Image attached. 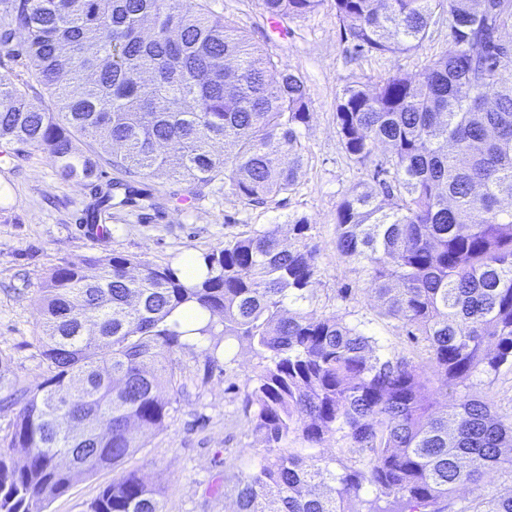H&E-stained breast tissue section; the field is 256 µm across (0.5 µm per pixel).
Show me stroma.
Listing matches in <instances>:
<instances>
[{"label": "stroma", "mask_w": 512, "mask_h": 512, "mask_svg": "<svg viewBox=\"0 0 512 512\" xmlns=\"http://www.w3.org/2000/svg\"><path fill=\"white\" fill-rule=\"evenodd\" d=\"M210 8L305 76L312 112L303 131L306 160L298 184L263 205L246 206L218 181L183 205L179 199L187 194L186 184L164 176L150 178L146 186L160 197V208L115 211L111 236L94 240L77 229L91 201L88 188L62 181L45 155L31 147L11 163H0V356L22 385L37 386L46 376L35 342L34 299L53 268L112 253L172 265L188 252L202 256L249 226L280 225L288 244L289 223L301 216L312 224V243L318 250L310 312L361 325L390 351L416 362L426 358L422 349L408 343L397 320L380 317V306L364 291L357 265L336 252V209L351 186L369 180L371 172L347 163L334 112L349 85L371 84L396 71L419 75L427 57L446 49L447 30H439L432 42L413 51L358 57L343 40L327 4L276 28L259 0H210ZM172 361L182 389L171 398L164 426L143 434L142 448L119 470L83 478L50 501L45 512H85L122 472L136 473L159 488L168 512H235L240 468L258 449L243 399L255 383L260 360L247 347L235 346L212 366L201 346L189 345L176 350ZM456 393L490 401L499 412L512 414V370L474 375Z\"/></svg>", "instance_id": "35a3bbf8"}]
</instances>
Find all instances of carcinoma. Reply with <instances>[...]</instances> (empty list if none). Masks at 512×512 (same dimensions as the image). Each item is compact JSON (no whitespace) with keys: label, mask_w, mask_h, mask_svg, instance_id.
<instances>
[{"label":"carcinoma","mask_w":512,"mask_h":512,"mask_svg":"<svg viewBox=\"0 0 512 512\" xmlns=\"http://www.w3.org/2000/svg\"><path fill=\"white\" fill-rule=\"evenodd\" d=\"M324 0H261L272 19ZM358 54L416 50L448 25L450 47L419 77L347 86L336 126L347 159L372 180L336 210L337 254L359 266L380 315L425 344L427 363L388 351L336 315L314 317L317 250L308 219L235 235L202 255L205 274L110 254L51 271L36 302L47 376L30 389L0 356V401L18 407L0 443V512H44L138 436L164 425L188 336L215 366L233 344L265 360L244 396L263 452L248 458L236 512H512V415L483 399L433 411L436 391L512 368V0H331ZM0 145L34 147L66 182L91 187L84 223L112 235V209L164 175L195 191L224 181L256 206L297 185L311 115L304 76L209 0H0ZM380 143L391 154L373 162ZM125 179L99 183L102 163ZM208 315L192 330L184 306ZM67 415L79 437L57 425ZM340 435L356 464L303 451ZM16 448L24 457L13 455ZM368 489L372 497H362ZM87 512H168L133 474Z\"/></svg>","instance_id":"carcinoma-1"}]
</instances>
